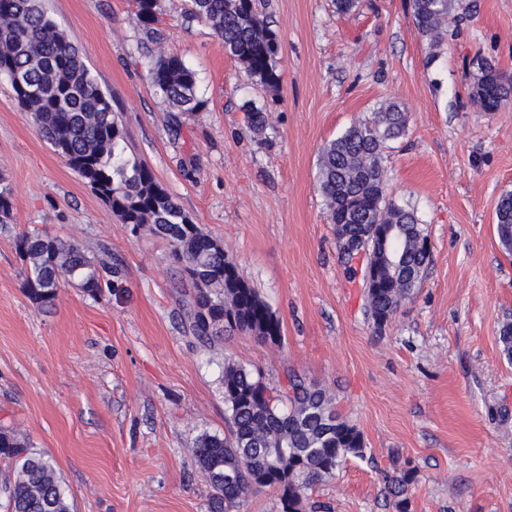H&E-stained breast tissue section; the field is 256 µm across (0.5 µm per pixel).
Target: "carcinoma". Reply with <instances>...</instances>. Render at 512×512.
I'll return each instance as SVG.
<instances>
[{"label": "carcinoma", "instance_id": "carcinoma-1", "mask_svg": "<svg viewBox=\"0 0 512 512\" xmlns=\"http://www.w3.org/2000/svg\"><path fill=\"white\" fill-rule=\"evenodd\" d=\"M263 0H190L188 18L207 24L224 42V51L258 85L275 91L280 41L266 23ZM410 18L434 47L448 17L463 0H410ZM159 0H136L135 23L148 42L158 44ZM26 77L11 88L31 113L39 135L78 172L121 223L150 224L167 241L187 285L189 327L202 345L236 333L260 343L282 339L279 319L245 281L236 264L159 184L151 169L128 154V137L112 99L91 75L81 52L46 14L39 0H0V77ZM154 88L183 114L205 106L196 75L175 55L161 53L149 68ZM475 98L485 112L512 102V77L490 60L475 74ZM248 130L261 136L270 128L269 112L251 105L244 113ZM408 117L396 102L383 104L370 118L353 123L327 143L318 160V189L329 223L343 225L355 237L381 224L388 241H369L366 260L377 269L375 287L365 297L375 327L392 320L413 298L431 262L428 240L414 209L387 193L385 150L405 135ZM502 248L512 253V193L496 211ZM29 265L25 289L40 305L52 302L68 281L88 293L100 285L95 260L78 243L27 232L15 241ZM502 354L512 361V321L499 330ZM285 390L270 389L261 373L244 365L224 364V401L229 435L203 434L195 458L211 489V512H230L261 489L273 488L282 512H302L304 490L329 477L348 457H361L359 430L336 410L330 392L296 374ZM0 457L12 463L14 477L0 486L8 512H71L54 460L35 450L16 430L0 426Z\"/></svg>", "mask_w": 512, "mask_h": 512}]
</instances>
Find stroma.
I'll return each mask as SVG.
<instances>
[{
  "instance_id": "stroma-1",
  "label": "stroma",
  "mask_w": 512,
  "mask_h": 512,
  "mask_svg": "<svg viewBox=\"0 0 512 512\" xmlns=\"http://www.w3.org/2000/svg\"><path fill=\"white\" fill-rule=\"evenodd\" d=\"M112 99L133 152L196 224L223 244L282 324L281 344L235 334L209 350L184 325L191 291L151 225L135 229L38 134L0 78V425L50 455L72 512H209L194 446L228 432L231 361L278 385L287 371L328 387L360 430L363 457L306 490L303 512H512V255L496 207L512 192V104L482 111L476 60L512 76V0H468L430 49L408 0H265L279 35L277 92L248 79L187 0H160L161 45L135 0H40ZM197 77L202 112L152 88L156 51ZM408 114L386 151L388 195L413 208L431 263L413 299L375 330L360 279L338 257L317 189L321 148L386 101ZM252 101L271 114L257 137ZM38 231L94 258L97 294L69 286L39 306L13 242ZM402 491L392 481L404 472Z\"/></svg>"
}]
</instances>
